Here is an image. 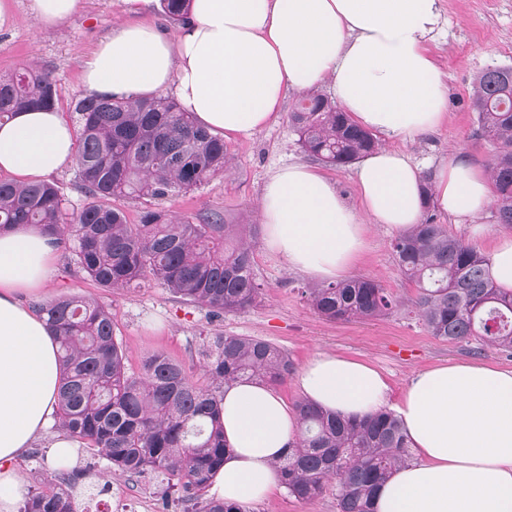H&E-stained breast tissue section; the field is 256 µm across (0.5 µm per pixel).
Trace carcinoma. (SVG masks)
Listing matches in <instances>:
<instances>
[{
    "instance_id": "obj_1",
    "label": "carcinoma",
    "mask_w": 512,
    "mask_h": 512,
    "mask_svg": "<svg viewBox=\"0 0 512 512\" xmlns=\"http://www.w3.org/2000/svg\"><path fill=\"white\" fill-rule=\"evenodd\" d=\"M189 2L162 0L174 24L185 22ZM472 102L476 134L495 146L488 164L494 217L512 224V65L483 71ZM58 103L52 73L32 67L0 74V121ZM74 112L79 123L74 163L85 201L68 206L52 182L0 180V227L41 226L102 288L152 282L216 318L254 307L264 288L253 266L255 225L226 224L219 214L196 224L159 208L144 210L139 223L130 224L112 205L127 198L171 200L200 186L228 168L224 140L170 97H84ZM289 119L302 150L334 168H345L378 146L372 133L323 94L302 95ZM392 250L400 274L419 288L417 316L431 335L512 354V292L494 284L488 256L428 219L398 235ZM305 295L319 315L333 321L377 318L395 306L390 293L363 276L308 288ZM35 309L47 316L64 367L55 428L107 460L115 473L166 481L187 504L185 512H244L238 504L207 497L213 472L224 464V385L284 384L295 370L285 351L261 338L219 333L200 345L206 384L158 352L142 358L136 375L126 368L104 304L72 296ZM296 411L304 430L276 464L281 486L307 501L333 483L338 512H374L377 489L407 461L398 415L385 410L342 417L305 400ZM71 481L69 473L53 471L20 512H77Z\"/></svg>"
}]
</instances>
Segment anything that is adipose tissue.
Here are the masks:
<instances>
[{"mask_svg": "<svg viewBox=\"0 0 512 512\" xmlns=\"http://www.w3.org/2000/svg\"><path fill=\"white\" fill-rule=\"evenodd\" d=\"M441 0H191L177 42L152 28L121 25L83 67L94 95L133 101L171 93L211 133L231 139L277 120L291 93L330 86L360 126L413 139L445 119L447 89L426 47ZM76 152L72 125L57 110L15 113L0 124V170L17 182L58 172ZM360 209L333 182L302 163L276 169L260 213L269 251L291 269L332 282L365 245L369 225L398 233L419 223L422 171L386 147L356 169ZM432 202L471 218L492 200L486 171L459 157L434 174ZM57 252L34 224L0 229V512H15L26 491L18 457L56 423L62 370L43 318L20 301L43 287ZM303 397L343 416L385 403L389 386L370 364L322 352L297 378ZM415 460L379 488L374 512H512V370L445 363L411 381L398 408ZM229 451L211 496L239 505L279 483L276 462L301 425L272 388L224 387Z\"/></svg>", "mask_w": 512, "mask_h": 512, "instance_id": "adipose-tissue-1", "label": "adipose tissue"}]
</instances>
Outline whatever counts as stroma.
I'll list each match as a JSON object with an SVG mask.
<instances>
[{
    "instance_id": "obj_1",
    "label": "stroma",
    "mask_w": 512,
    "mask_h": 512,
    "mask_svg": "<svg viewBox=\"0 0 512 512\" xmlns=\"http://www.w3.org/2000/svg\"><path fill=\"white\" fill-rule=\"evenodd\" d=\"M6 3L0 12V74L23 71L32 63L50 71L58 85V109L71 121L76 118L74 103L84 95L83 63L113 27L121 23L150 26L171 41L181 31L166 17L161 0H152L135 13L128 11L125 0H82L76 13L49 28L39 26L28 0ZM428 46L447 76V116L433 131L407 141L391 138L387 144L420 164L427 179L458 155L486 167L493 146L475 134L472 94L481 71L512 64V0H441L439 29ZM295 100V95L287 96L274 125L226 141L230 169L176 199L162 201V208L191 217L217 212L230 224L259 223V200L269 175L283 165L308 160L290 127ZM428 213L434 223L475 243L485 254L492 239L512 235V226L497 223L489 207L471 221L433 207ZM474 222L486 226L485 239L475 240L470 229ZM394 239V233L371 226L365 247L348 272L352 278L375 279L396 298L391 313L374 319L344 322L318 315L302 294L313 286V279L289 269L261 239L254 245L253 257L264 290L258 305L244 313L212 321L204 309L154 284L118 291L99 288L78 271L65 251L58 254L56 276L38 292L25 295L24 302L32 306L82 296L105 304L132 371L139 370L142 357L151 352L165 353L199 370L197 350L205 337L217 332L265 339L286 351L299 368L321 352L365 361L387 377L392 411L417 373L441 363L481 361L512 369V356L498 349L475 352L466 344L435 338L417 322L412 308L418 289L398 272ZM74 468L79 472L73 490L77 502L98 498L97 512H184L176 494L167 492L164 484L113 474L106 460L84 449H77ZM245 512H338L336 489L328 487L323 495L302 501L279 486L264 500L246 505Z\"/></svg>"
}]
</instances>
